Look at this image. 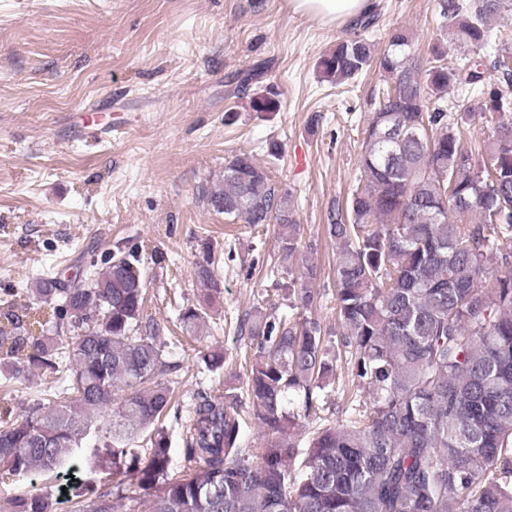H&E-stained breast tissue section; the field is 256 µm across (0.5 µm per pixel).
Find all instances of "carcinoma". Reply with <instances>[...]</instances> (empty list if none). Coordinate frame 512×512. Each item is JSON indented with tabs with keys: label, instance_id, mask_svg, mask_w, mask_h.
Returning <instances> with one entry per match:
<instances>
[{
	"label": "carcinoma",
	"instance_id": "cac0c4a2",
	"mask_svg": "<svg viewBox=\"0 0 512 512\" xmlns=\"http://www.w3.org/2000/svg\"><path fill=\"white\" fill-rule=\"evenodd\" d=\"M459 47L474 52L509 0H438ZM372 5L324 55L323 77L342 82L376 65L384 73L364 131L359 185L330 210L336 245L332 283L309 258L292 192L271 182L248 152L203 187L215 213L276 225V285L289 314L255 305L238 318L245 341L246 397L198 392L187 418L172 411L163 327L145 314L138 251L123 244L98 269L71 279L47 273L27 288L34 307L0 311L16 333L0 334V376H45L61 396L0 421V470L67 477L14 496L0 512H56L67 492L74 512H139L129 478L152 493L151 512H512V97L484 83V62L448 64V45L429 62L406 54L390 31L382 53L365 33ZM491 65L512 83V50ZM477 93L478 111L448 121L451 87ZM493 131L467 147L474 118ZM207 296L180 312L194 331L222 293L214 263L196 270ZM336 301V327L316 310ZM351 377L332 399L337 364ZM261 442L242 434L243 400ZM174 414L183 474H170ZM318 426L300 451L303 421ZM148 434L149 448L134 444ZM99 444L86 452L82 441ZM122 476L110 488L92 474L103 460Z\"/></svg>",
	"mask_w": 512,
	"mask_h": 512
}]
</instances>
